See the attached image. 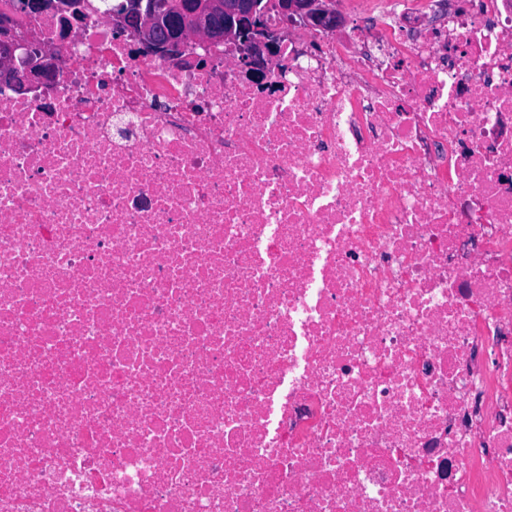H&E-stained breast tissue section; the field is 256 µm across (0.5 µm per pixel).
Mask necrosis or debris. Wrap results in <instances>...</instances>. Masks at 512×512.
Returning <instances> with one entry per match:
<instances>
[{
    "mask_svg": "<svg viewBox=\"0 0 512 512\" xmlns=\"http://www.w3.org/2000/svg\"><path fill=\"white\" fill-rule=\"evenodd\" d=\"M162 58L117 0L0 83V512H512V0Z\"/></svg>",
    "mask_w": 512,
    "mask_h": 512,
    "instance_id": "necrosis-or-debris-1",
    "label": "necrosis or debris"
}]
</instances>
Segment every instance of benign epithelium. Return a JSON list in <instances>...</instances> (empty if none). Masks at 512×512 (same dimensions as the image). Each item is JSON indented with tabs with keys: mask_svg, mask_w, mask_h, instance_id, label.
I'll list each match as a JSON object with an SVG mask.
<instances>
[{
	"mask_svg": "<svg viewBox=\"0 0 512 512\" xmlns=\"http://www.w3.org/2000/svg\"><path fill=\"white\" fill-rule=\"evenodd\" d=\"M217 5L224 10L222 29L208 23ZM275 7L280 15L297 16L310 27L330 28L340 23L329 0H275ZM175 11L188 16L193 25L175 23L165 5H154L144 11L141 3L131 0L129 12L117 16L113 22V31L117 34L131 32L151 53L162 57L176 53L190 33L230 40L240 51V62L252 69L258 79H264V56L275 50L276 38L264 27L256 0H224L222 5L217 0H188L178 3ZM0 44L9 48L0 58V80L11 81L21 74L23 84L36 85L45 83L54 73L55 68L40 61L39 45L17 31L13 15L0 17Z\"/></svg>",
	"mask_w": 512,
	"mask_h": 512,
	"instance_id": "7a95c632",
	"label": "benign epithelium"
}]
</instances>
